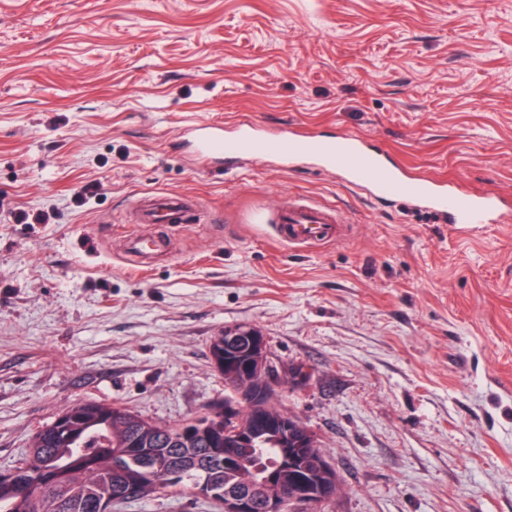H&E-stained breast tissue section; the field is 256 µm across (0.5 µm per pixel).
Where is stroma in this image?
I'll use <instances>...</instances> for the list:
<instances>
[{"label":"stroma","mask_w":512,"mask_h":512,"mask_svg":"<svg viewBox=\"0 0 512 512\" xmlns=\"http://www.w3.org/2000/svg\"><path fill=\"white\" fill-rule=\"evenodd\" d=\"M242 116L512 200V0H0V472L79 402L200 415L211 339L248 326L312 370L278 399L339 476L320 512H512V215L460 233L309 160L197 155L196 124ZM156 192L193 219L142 271ZM293 197L347 235L279 242ZM112 512L223 510L165 488Z\"/></svg>","instance_id":"obj_1"}]
</instances>
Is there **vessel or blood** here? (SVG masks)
<instances>
[{"label":"vessel or blood","mask_w":512,"mask_h":512,"mask_svg":"<svg viewBox=\"0 0 512 512\" xmlns=\"http://www.w3.org/2000/svg\"><path fill=\"white\" fill-rule=\"evenodd\" d=\"M201 155H224L239 160L265 156L290 165L296 159L309 158L327 170L338 172L353 187L365 188L379 197L411 201L442 216L457 230L466 232L480 224H498L506 212L494 195L471 196L447 182L431 176H409L388 163L381 152L366 148L362 138L348 135L337 141L295 137L283 139L261 133L247 120L236 123L232 134L222 126L197 125ZM192 203L185 195L161 194L152 197L139 212L144 224H187ZM276 237L291 246L327 243L340 238L343 223L333 212L313 204L291 203L276 212Z\"/></svg>","instance_id":"vessel-or-blood-1"}]
</instances>
